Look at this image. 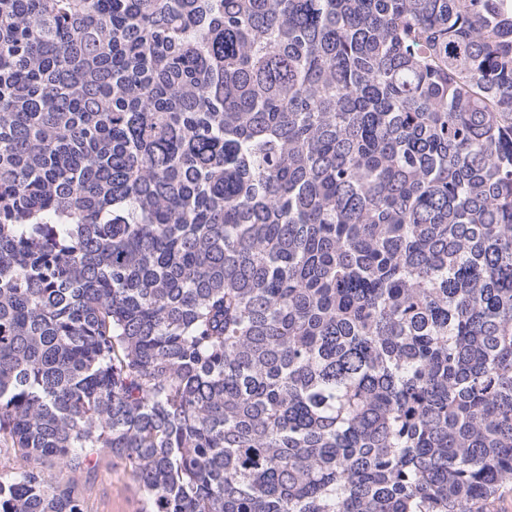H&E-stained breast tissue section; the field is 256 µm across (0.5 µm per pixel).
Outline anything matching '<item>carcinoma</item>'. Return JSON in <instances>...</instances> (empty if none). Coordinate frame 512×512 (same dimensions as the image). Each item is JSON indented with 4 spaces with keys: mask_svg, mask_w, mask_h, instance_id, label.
<instances>
[{
    "mask_svg": "<svg viewBox=\"0 0 512 512\" xmlns=\"http://www.w3.org/2000/svg\"><path fill=\"white\" fill-rule=\"evenodd\" d=\"M0 512H476L512 479V0H0ZM54 482L77 484L85 499L87 512H146L148 503L138 482L121 459L101 455L95 472L90 476L73 477L59 465L46 469Z\"/></svg>",
    "mask_w": 512,
    "mask_h": 512,
    "instance_id": "carcinoma-1",
    "label": "carcinoma"
}]
</instances>
